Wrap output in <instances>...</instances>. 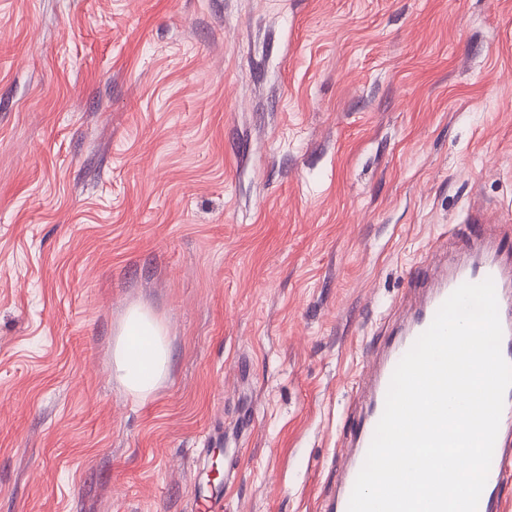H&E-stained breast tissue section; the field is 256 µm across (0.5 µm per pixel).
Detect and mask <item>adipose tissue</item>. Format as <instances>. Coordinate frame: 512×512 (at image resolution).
I'll use <instances>...</instances> for the list:
<instances>
[{
    "instance_id": "1",
    "label": "adipose tissue",
    "mask_w": 512,
    "mask_h": 512,
    "mask_svg": "<svg viewBox=\"0 0 512 512\" xmlns=\"http://www.w3.org/2000/svg\"><path fill=\"white\" fill-rule=\"evenodd\" d=\"M170 365L166 328L148 311L128 310L112 350V368L133 396L150 398L165 379Z\"/></svg>"
}]
</instances>
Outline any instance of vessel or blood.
<instances>
[{
  "instance_id": "obj_1",
  "label": "vessel or blood",
  "mask_w": 512,
  "mask_h": 512,
  "mask_svg": "<svg viewBox=\"0 0 512 512\" xmlns=\"http://www.w3.org/2000/svg\"><path fill=\"white\" fill-rule=\"evenodd\" d=\"M461 244L464 258L449 260L443 273L433 271V260L414 268L409 277L411 288H419L423 296L408 319L387 340L368 365L363 380L367 403L353 419V428L345 447L336 480V493L326 512H348V504L356 478L363 466L376 426L383 414L386 394L395 367L416 339L430 326L442 303L460 285L492 279L503 329L501 353L512 363V230L485 223L482 216L453 227L447 241L439 242L437 252L449 245ZM512 486V389L505 394L498 435L495 442L487 483L482 492L478 512H512V500L504 490Z\"/></svg>"
}]
</instances>
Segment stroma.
Here are the masks:
<instances>
[{
    "instance_id": "obj_1",
    "label": "stroma",
    "mask_w": 512,
    "mask_h": 512,
    "mask_svg": "<svg viewBox=\"0 0 512 512\" xmlns=\"http://www.w3.org/2000/svg\"><path fill=\"white\" fill-rule=\"evenodd\" d=\"M477 207L512 220V0H0V512H197L215 448L222 512H321ZM166 327L148 311L133 307L119 326L112 350V370L126 391L150 398L168 373Z\"/></svg>"
}]
</instances>
